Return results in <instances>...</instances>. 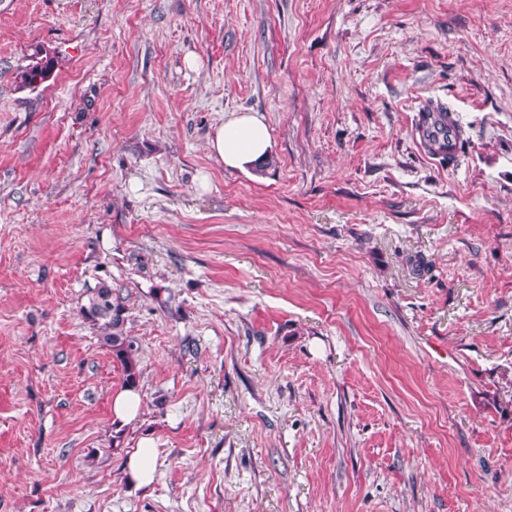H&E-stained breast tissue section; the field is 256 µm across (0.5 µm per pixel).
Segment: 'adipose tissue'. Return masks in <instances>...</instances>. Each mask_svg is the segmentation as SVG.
I'll return each instance as SVG.
<instances>
[{
    "label": "adipose tissue",
    "instance_id": "ef3b65f1",
    "mask_svg": "<svg viewBox=\"0 0 512 512\" xmlns=\"http://www.w3.org/2000/svg\"><path fill=\"white\" fill-rule=\"evenodd\" d=\"M209 147L226 167L257 169L271 153V135L262 116L233 114L217 126Z\"/></svg>",
    "mask_w": 512,
    "mask_h": 512
}]
</instances>
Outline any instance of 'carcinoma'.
Listing matches in <instances>:
<instances>
[{
  "label": "carcinoma",
  "instance_id": "carcinoma-1",
  "mask_svg": "<svg viewBox=\"0 0 512 512\" xmlns=\"http://www.w3.org/2000/svg\"><path fill=\"white\" fill-rule=\"evenodd\" d=\"M56 65L55 56L38 48L31 56V63L18 72V83L23 88L35 89L49 80ZM419 116L421 121L417 123V130L429 152H441L446 160L455 161L465 146L466 138L460 128L453 127L449 113L444 107L438 106L432 112L419 113ZM80 314L123 366L125 384L136 386L137 361L133 341L125 330V305L122 299L114 295L108 283L101 282L93 289L88 303L81 307Z\"/></svg>",
  "mask_w": 512,
  "mask_h": 512
}]
</instances>
